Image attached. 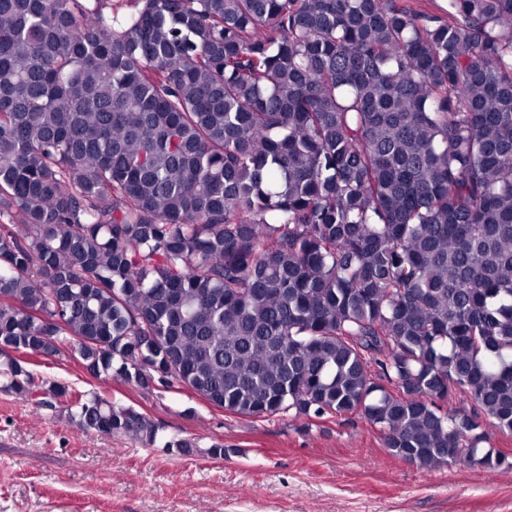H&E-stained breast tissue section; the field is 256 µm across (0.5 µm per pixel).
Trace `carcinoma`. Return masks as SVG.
<instances>
[{"label":"carcinoma","mask_w":512,"mask_h":512,"mask_svg":"<svg viewBox=\"0 0 512 512\" xmlns=\"http://www.w3.org/2000/svg\"><path fill=\"white\" fill-rule=\"evenodd\" d=\"M125 2L0 0L4 387L67 351L244 418L360 414L422 470L509 465L482 443L512 434V0Z\"/></svg>","instance_id":"carcinoma-1"}]
</instances>
